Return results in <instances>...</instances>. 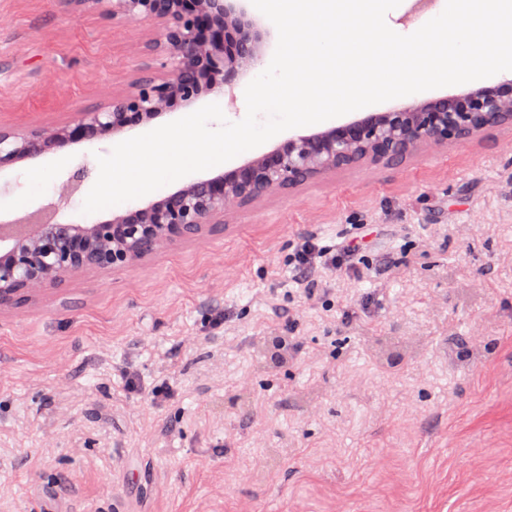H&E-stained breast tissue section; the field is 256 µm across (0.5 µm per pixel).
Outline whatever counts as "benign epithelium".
<instances>
[{
	"instance_id": "obj_1",
	"label": "benign epithelium",
	"mask_w": 512,
	"mask_h": 512,
	"mask_svg": "<svg viewBox=\"0 0 512 512\" xmlns=\"http://www.w3.org/2000/svg\"><path fill=\"white\" fill-rule=\"evenodd\" d=\"M114 22L147 19L160 29L145 47L170 67L145 65L108 106L46 128L0 127V169L18 161L120 135L203 93L234 83L261 57L264 34L236 0H65ZM512 124V80L420 106L372 112L292 137L228 173L198 180L95 224L0 225V311L40 287L86 269L119 270L154 252L223 227L226 211L274 191L363 162L403 163L424 145H464Z\"/></svg>"
}]
</instances>
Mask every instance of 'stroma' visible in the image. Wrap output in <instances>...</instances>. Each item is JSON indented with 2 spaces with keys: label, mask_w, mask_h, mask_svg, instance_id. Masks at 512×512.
I'll return each mask as SVG.
<instances>
[{
  "label": "stroma",
  "mask_w": 512,
  "mask_h": 512,
  "mask_svg": "<svg viewBox=\"0 0 512 512\" xmlns=\"http://www.w3.org/2000/svg\"><path fill=\"white\" fill-rule=\"evenodd\" d=\"M155 32L0 0V126L104 108ZM112 146L1 169L0 219L111 217L82 205ZM354 224L359 262L304 294L297 243ZM0 512H512V126L231 208L0 313Z\"/></svg>",
  "instance_id": "1"
}]
</instances>
